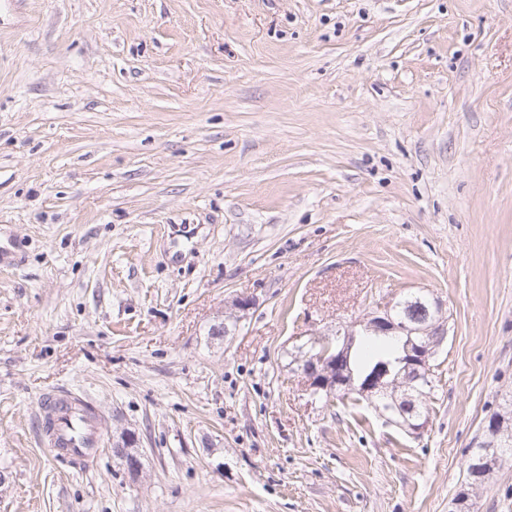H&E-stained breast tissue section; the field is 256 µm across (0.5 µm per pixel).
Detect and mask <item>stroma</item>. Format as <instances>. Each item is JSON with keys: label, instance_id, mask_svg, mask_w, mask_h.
I'll return each instance as SVG.
<instances>
[{"label": "stroma", "instance_id": "1", "mask_svg": "<svg viewBox=\"0 0 512 512\" xmlns=\"http://www.w3.org/2000/svg\"><path fill=\"white\" fill-rule=\"evenodd\" d=\"M419 290L427 430L310 402L305 335ZM509 395L512 0H0V512H512ZM46 413L50 429L46 446L55 456L77 460L86 457L90 448L101 443V420L89 402L68 393L57 391ZM95 417V430L90 414ZM483 434L486 440L485 448L482 446L485 441L481 440L476 444V447L472 449L469 458L465 462L467 484L469 487L474 482L475 484H481L484 482L485 478L494 470V468L498 467L503 462L501 454L507 456L509 459L512 457V442L509 447H500L504 444V441L508 444L512 439L511 430L503 429V422H501L500 425L496 421H493L491 424L488 422L483 429ZM499 448L501 450V454L499 452ZM480 457L481 459L479 462L471 464V471L473 472V476L476 477L475 481V478L471 476L470 461L478 460ZM484 472L486 473L480 481Z\"/></svg>", "mask_w": 512, "mask_h": 512}]
</instances>
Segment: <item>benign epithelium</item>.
Segmentation results:
<instances>
[{
    "label": "benign epithelium",
    "mask_w": 512,
    "mask_h": 512,
    "mask_svg": "<svg viewBox=\"0 0 512 512\" xmlns=\"http://www.w3.org/2000/svg\"><path fill=\"white\" fill-rule=\"evenodd\" d=\"M397 304L387 302L360 319L348 322L336 331L320 334L311 340L313 351L297 359V370L303 375L305 391L315 400L328 402L342 394L356 393L369 399L386 396L390 392L392 371L390 364L383 362L375 369L363 384H354L350 371V354L359 336H386L394 338L403 346L404 357L398 360L401 371L425 380L431 373V362L448 336L447 322L438 320L429 323L411 312L404 316L396 315ZM398 418L394 423L415 434L421 433L427 425V417H415L407 405L395 404ZM483 434L486 440L484 454L480 461L472 464L473 476L498 467L503 462L500 446L512 440V432L503 429V425L492 422L485 426ZM127 438L113 444L116 456L127 469L136 473L140 469V460L129 450Z\"/></svg>",
    "instance_id": "obj_1"
}]
</instances>
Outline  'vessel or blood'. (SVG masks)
Returning a JSON list of instances; mask_svg holds the SVG:
<instances>
[{
  "label": "vessel or blood",
  "instance_id": "obj_1",
  "mask_svg": "<svg viewBox=\"0 0 512 512\" xmlns=\"http://www.w3.org/2000/svg\"><path fill=\"white\" fill-rule=\"evenodd\" d=\"M89 402L65 392H56L47 413V446L57 456L77 460L99 447L100 430L94 429Z\"/></svg>",
  "mask_w": 512,
  "mask_h": 512
}]
</instances>
